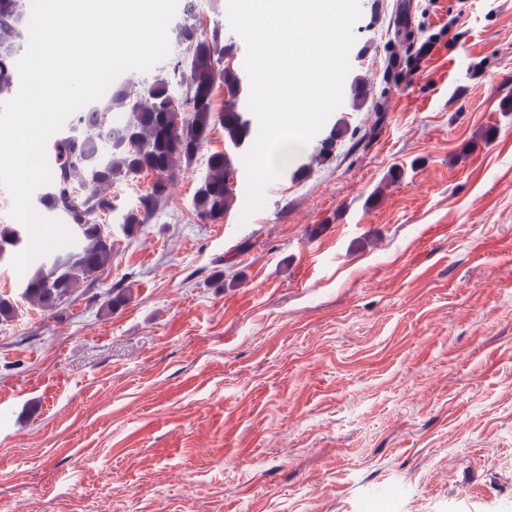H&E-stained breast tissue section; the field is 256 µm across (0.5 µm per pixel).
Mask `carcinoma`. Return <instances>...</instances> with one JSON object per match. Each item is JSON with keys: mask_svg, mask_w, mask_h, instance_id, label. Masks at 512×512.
<instances>
[{"mask_svg": "<svg viewBox=\"0 0 512 512\" xmlns=\"http://www.w3.org/2000/svg\"><path fill=\"white\" fill-rule=\"evenodd\" d=\"M28 0H0V95L12 93L15 58L28 26ZM196 0H184L186 23L179 29L184 56L176 59L164 77L150 83L130 76L97 101L75 112L69 134L52 145L55 167L47 188L37 197L46 210L62 215L78 240L75 250L44 263L25 283L23 296L44 311L56 309L82 282L93 281L112 266V235L99 222L113 210L112 182L150 172L151 191L122 217V229L131 236L143 227L165 195L167 180L181 161L191 164L207 131L219 124L234 145L257 136L258 125L243 111V70L224 65L232 45L224 43L219 27L197 33L188 20L196 17ZM224 84V110L212 106L216 82ZM182 90L174 99L172 87ZM129 111L128 120L117 113ZM312 160L319 163L336 152V128L319 140ZM232 162L223 153L207 160V170L193 195V209L203 221H215L232 205L228 182ZM85 194L73 196L77 186ZM25 242L17 224H0V263Z\"/></svg>", "mask_w": 512, "mask_h": 512, "instance_id": "1", "label": "carcinoma"}]
</instances>
